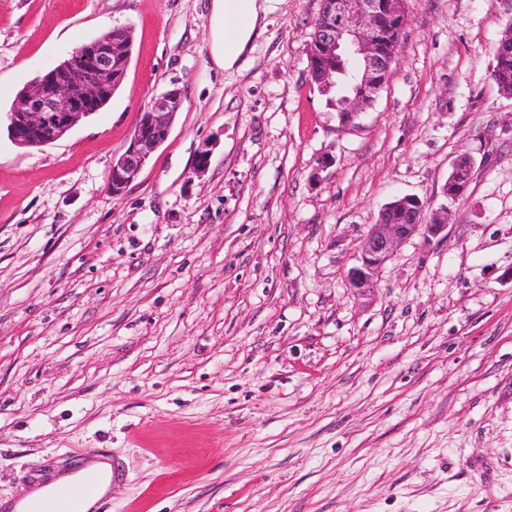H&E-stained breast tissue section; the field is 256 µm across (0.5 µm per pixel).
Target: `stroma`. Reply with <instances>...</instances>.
I'll return each instance as SVG.
<instances>
[{"mask_svg": "<svg viewBox=\"0 0 512 512\" xmlns=\"http://www.w3.org/2000/svg\"><path fill=\"white\" fill-rule=\"evenodd\" d=\"M320 8L270 0L227 71L212 0H0L1 115L80 44L133 34L122 86L67 137L0 131L1 499L105 454L124 477L97 512H512V94L490 77L512 0H409L350 126L309 84ZM172 86L166 141L112 196ZM403 194L448 232L359 295L360 243ZM181 104L182 91L172 87L143 106L127 149L112 162L108 182L112 196L124 193L139 176L151 154L167 139Z\"/></svg>", "mask_w": 512, "mask_h": 512, "instance_id": "stroma-1", "label": "stroma"}]
</instances>
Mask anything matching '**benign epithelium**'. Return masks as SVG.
<instances>
[{
    "label": "benign epithelium",
    "instance_id": "7a95c632",
    "mask_svg": "<svg viewBox=\"0 0 512 512\" xmlns=\"http://www.w3.org/2000/svg\"><path fill=\"white\" fill-rule=\"evenodd\" d=\"M407 17V0H322L311 34L308 73L324 86L336 72V60L353 61L354 94L346 97L345 110L339 113L342 124H354L387 85ZM131 54V30L116 26L34 78L19 91L7 113L11 141L22 148L41 149L66 137L124 81ZM181 104L182 91L172 87L143 106L127 149L112 162L108 182L112 196L124 193L167 139ZM393 209L405 223L386 221ZM447 231L446 208L428 213L413 195L393 199L363 239L358 264L348 272L352 288L361 294L374 288L382 267L403 241L416 234L432 238Z\"/></svg>",
    "mask_w": 512,
    "mask_h": 512
}]
</instances>
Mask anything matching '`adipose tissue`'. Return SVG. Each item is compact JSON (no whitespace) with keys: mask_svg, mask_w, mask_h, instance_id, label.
Wrapping results in <instances>:
<instances>
[{"mask_svg":"<svg viewBox=\"0 0 512 512\" xmlns=\"http://www.w3.org/2000/svg\"><path fill=\"white\" fill-rule=\"evenodd\" d=\"M268 12V0H213V59L224 69L250 51Z\"/></svg>","mask_w":512,"mask_h":512,"instance_id":"obj_1","label":"adipose tissue"}]
</instances>
